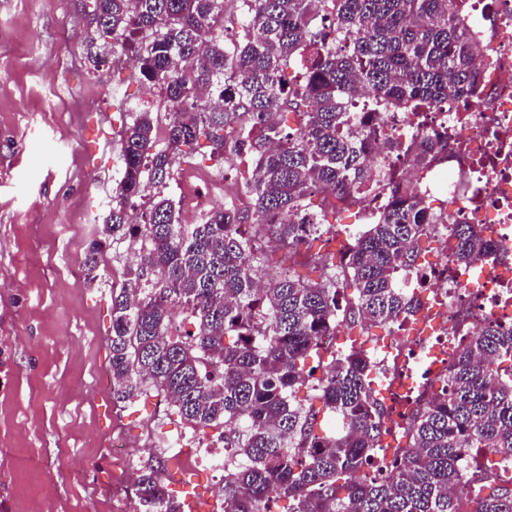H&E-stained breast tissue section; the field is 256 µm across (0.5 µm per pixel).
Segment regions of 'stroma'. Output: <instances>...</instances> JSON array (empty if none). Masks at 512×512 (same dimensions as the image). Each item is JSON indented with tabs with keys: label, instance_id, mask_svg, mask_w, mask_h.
Returning <instances> with one entry per match:
<instances>
[{
	"label": "stroma",
	"instance_id": "stroma-1",
	"mask_svg": "<svg viewBox=\"0 0 512 512\" xmlns=\"http://www.w3.org/2000/svg\"><path fill=\"white\" fill-rule=\"evenodd\" d=\"M96 35L80 0H0V499L10 512H124L128 478L112 457L121 437L134 465L157 432L185 422L166 399L112 401V280L125 246L85 266L120 178V135L132 105L165 102L129 81L126 56L93 66ZM110 115L92 136L81 114ZM224 473L169 467L165 483L216 496Z\"/></svg>",
	"mask_w": 512,
	"mask_h": 512
}]
</instances>
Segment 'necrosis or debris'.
I'll return each mask as SVG.
<instances>
[{
    "instance_id": "1",
    "label": "necrosis or debris",
    "mask_w": 512,
    "mask_h": 512,
    "mask_svg": "<svg viewBox=\"0 0 512 512\" xmlns=\"http://www.w3.org/2000/svg\"><path fill=\"white\" fill-rule=\"evenodd\" d=\"M465 2L470 35L484 48L477 63L484 96L478 104L452 103L447 111L433 113L434 125L448 129L447 158L422 171L412 160H396L384 139L369 146L376 165L419 184L441 214L424 237L434 247L426 265L432 280L413 318L346 338L349 348L372 361L381 396L400 398L392 415L397 423L416 403L430 399L464 337L477 334L487 319L512 324V0ZM456 224L478 225L497 260L456 262L450 246ZM168 453L192 468L224 466L219 437L203 448L186 429L170 436ZM488 461L499 481L512 482V450L496 448L482 459H463L465 495L481 492Z\"/></svg>"
}]
</instances>
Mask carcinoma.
<instances>
[{
	"label": "carcinoma",
	"mask_w": 512,
	"mask_h": 512,
	"mask_svg": "<svg viewBox=\"0 0 512 512\" xmlns=\"http://www.w3.org/2000/svg\"><path fill=\"white\" fill-rule=\"evenodd\" d=\"M100 41L98 67L117 51L135 58L132 79L172 108L163 139L152 113L133 107L121 134L120 180L101 238L88 245L93 271L105 242L140 246L121 288L112 291V400L164 395L195 429H224L221 512H512V484L485 476L469 499L461 457L512 448V328L488 323L453 359L446 380L412 415L409 451L378 463L389 407L371 384L361 352L322 363L323 343L341 330L390 325L418 299L397 285L413 271L424 226L438 217L395 172L375 170L367 126L352 96L366 86V118L421 116L481 93L461 0H238L230 18L241 37H224V0H83ZM419 169L448 150L447 128L419 126ZM205 139L211 156L246 155L251 176L227 183L251 208L212 206L180 222L174 173L184 147ZM348 212L386 192L383 213L354 234L340 259H294L324 233L312 189ZM457 258L487 259L475 224L452 229ZM274 238L281 258L255 248ZM319 273L308 279L296 266ZM259 267L279 273L260 283ZM188 313L171 333L168 299ZM319 400L342 432L319 435ZM137 512H183L163 464L143 463Z\"/></svg>",
	"instance_id": "obj_1"
}]
</instances>
